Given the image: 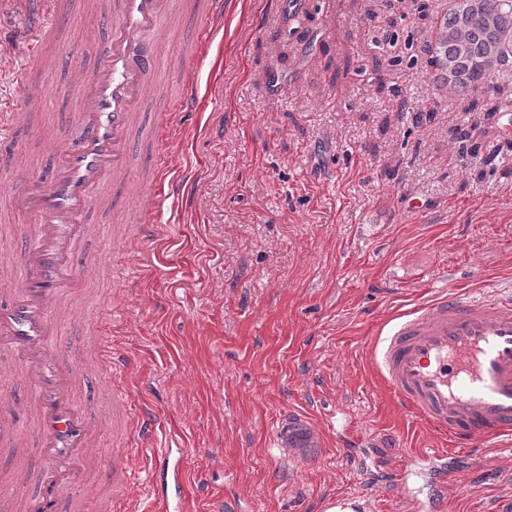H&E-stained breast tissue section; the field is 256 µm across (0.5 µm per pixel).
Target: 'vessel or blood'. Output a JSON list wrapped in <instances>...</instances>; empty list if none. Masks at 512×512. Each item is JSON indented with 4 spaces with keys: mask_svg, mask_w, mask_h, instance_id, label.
<instances>
[{
    "mask_svg": "<svg viewBox=\"0 0 512 512\" xmlns=\"http://www.w3.org/2000/svg\"><path fill=\"white\" fill-rule=\"evenodd\" d=\"M27 3L25 22L33 36L16 77L26 95L0 107L1 139L12 133L38 93L33 71L59 20L57 0ZM187 6L201 17L199 33L184 46L181 72L164 89L157 46ZM223 17V0H112L102 18L107 34L91 44L99 61L73 87L80 103L77 137L59 150L49 180L13 171L10 206L34 225L21 253L18 283L0 303V359L14 361L30 387L25 412L34 422L42 461L34 491L18 492L23 512L74 510L82 489L101 470L96 426L78 398L81 375L60 348L56 309L86 288L97 266L93 260L77 264L75 255L92 232V212L109 208L113 189L133 172L132 133L151 95L167 101L152 137L169 142L176 115L195 107L194 75L205 64ZM370 360L399 401L456 440H477L487 448L512 445L511 295L440 293L380 333ZM112 423L127 433L146 432L156 419L148 412L132 413L122 400ZM110 471L112 496L104 510L124 512L131 448L120 449Z\"/></svg>",
    "mask_w": 512,
    "mask_h": 512,
    "instance_id": "obj_1",
    "label": "vessel or blood"
}]
</instances>
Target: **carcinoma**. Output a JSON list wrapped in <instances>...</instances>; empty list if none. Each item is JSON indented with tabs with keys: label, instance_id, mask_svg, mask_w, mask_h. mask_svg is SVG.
<instances>
[{
	"label": "carcinoma",
	"instance_id": "1",
	"mask_svg": "<svg viewBox=\"0 0 512 512\" xmlns=\"http://www.w3.org/2000/svg\"><path fill=\"white\" fill-rule=\"evenodd\" d=\"M467 18L460 21L450 6L436 25L427 46L435 67L434 82L453 96L497 91L490 76L504 72L512 61V0H463ZM290 448H311V433L288 426Z\"/></svg>",
	"mask_w": 512,
	"mask_h": 512
}]
</instances>
